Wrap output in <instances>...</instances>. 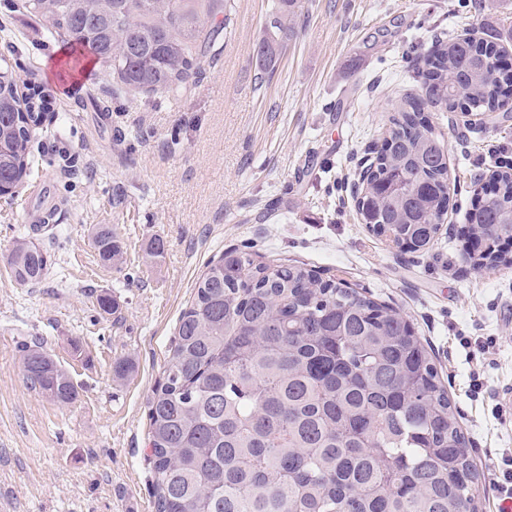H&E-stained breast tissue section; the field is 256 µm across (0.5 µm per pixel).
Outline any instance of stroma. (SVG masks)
Instances as JSON below:
<instances>
[{
  "label": "stroma",
  "mask_w": 512,
  "mask_h": 512,
  "mask_svg": "<svg viewBox=\"0 0 512 512\" xmlns=\"http://www.w3.org/2000/svg\"><path fill=\"white\" fill-rule=\"evenodd\" d=\"M24 2L0 0V58L21 86L48 92L50 117L33 132L37 166L0 199V512H156L149 401L196 281L235 250L398 308L456 405L482 512H499L490 470L512 451V266L465 262L462 228L480 184L512 166V108L425 107L450 195L428 250L398 251L371 232L353 187L393 104L419 93L430 49L467 35L512 56V0H299L295 35L266 75L256 54L277 0H231L215 65L170 98L119 92L97 63L79 89L54 77L63 44ZM49 211L52 230L35 236L47 274L19 285L5 256ZM97 224L121 239L120 264L100 262ZM487 337L495 346L479 354L474 341ZM36 341L73 378L75 403L26 381L22 348Z\"/></svg>",
  "instance_id": "obj_1"
}]
</instances>
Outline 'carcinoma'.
Instances as JSON below:
<instances>
[{
    "instance_id": "obj_1",
    "label": "carcinoma",
    "mask_w": 512,
    "mask_h": 512,
    "mask_svg": "<svg viewBox=\"0 0 512 512\" xmlns=\"http://www.w3.org/2000/svg\"><path fill=\"white\" fill-rule=\"evenodd\" d=\"M228 0H26L65 44L90 53L113 85L178 94L227 37ZM296 0H278L257 49L273 71L275 46L294 34ZM422 91L453 112H498L512 101V67L499 49L464 38L424 59ZM46 106L0 85V185L19 186L37 163L32 131ZM367 169L363 223L422 251L448 208V160L421 102L405 99ZM466 213L484 239L509 233L512 169ZM101 262L121 241L92 231ZM14 279L41 282L46 254L26 237L7 257ZM183 311L164 381L149 409V463L157 512H480V474L448 391L399 310L300 265L226 252L211 261ZM24 376L49 400L77 398L67 371L37 343Z\"/></svg>"
}]
</instances>
